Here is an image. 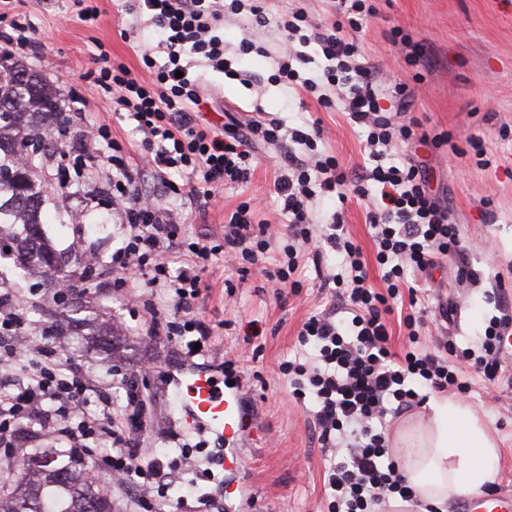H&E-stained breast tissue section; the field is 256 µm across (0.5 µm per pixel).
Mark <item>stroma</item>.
Segmentation results:
<instances>
[{
	"label": "stroma",
	"mask_w": 512,
	"mask_h": 512,
	"mask_svg": "<svg viewBox=\"0 0 512 512\" xmlns=\"http://www.w3.org/2000/svg\"><path fill=\"white\" fill-rule=\"evenodd\" d=\"M377 13L361 33L359 51L363 62L382 67L394 80L413 83L411 111L429 132L450 133L448 145L431 156L432 185L447 198L459 224L468 262L478 275L476 282L457 285L438 278L432 295L456 302L451 331L458 347L476 345L494 309L486 301L495 272H502L512 286V132L500 135L501 127L512 129V0H373ZM97 9L85 18V6ZM13 11L25 18L41 44L39 58L25 63L43 74L56 87L66 117L75 130L108 125L112 135L127 148L140 136L132 121L112 112L109 95L90 75L96 55L125 65L143 75L141 51L153 45V25L127 14L123 0H15ZM412 33L425 46L424 83H414V69L407 67L391 45L394 29ZM264 54H251L245 64L248 80H231L224 74L191 62L190 72L202 80L205 103L200 123L219 128L224 109L241 118H279L287 127L302 128L321 121L327 132L325 149L336 155L348 175L361 172L369 163L364 136L346 113L325 110L312 97L272 81L276 71L279 35L275 27L256 32ZM86 103L78 112V103ZM481 136L491 164L478 169L467 144L469 136ZM78 139L51 150L40 175L52 190L46 206L49 216L44 230L65 261V271L79 276L85 256L109 260L119 243V218L110 194L100 186L112 176L106 151L87 153V168L79 170L74 159ZM284 164L282 150L265 146L256 154V169L248 183L224 186L209 208L179 200L186 214L190 235L219 232L224 215L246 200L261 201L259 217L276 228L288 223L274 180ZM64 193H57V186ZM343 209L351 239L366 258H373L371 230L366 221L367 203L351 196L328 199L316 209L327 220ZM251 272L242 284L240 314L230 318L224 310V280L229 272L215 264L206 279L210 294L198 312L214 328L218 355L235 360L236 371L249 377L252 397L261 427L253 432L244 451L241 472L224 470L193 460L172 476L166 496L152 500V512H173L183 495V484L196 480L197 493L188 498L185 512H321L325 498L324 474L328 465L316 440L309 406L294 403L283 381L270 369L299 351L297 334L304 318L329 308L331 297L318 286L313 263H305L306 286L301 296L278 300L265 286V269ZM0 284L27 300L29 318L38 327L55 330L61 359L79 363L97 380L107 381L111 364H119L128 380L135 382L144 400L147 429L138 439L143 452L168 457L181 456V438L190 435L185 416L173 400V389L163 374L178 371L182 362L175 346L147 335L135 312L132 298L100 288L76 289L61 305L51 300L46 278L26 274L13 256L0 257ZM97 318L113 323L122 337L117 352L109 356L93 344L74 342L64 326L72 317ZM472 390L466 400L499 442L493 490L512 487V394L493 401L478 375H471ZM243 485L244 495L225 496V488Z\"/></svg>",
	"instance_id": "obj_1"
}]
</instances>
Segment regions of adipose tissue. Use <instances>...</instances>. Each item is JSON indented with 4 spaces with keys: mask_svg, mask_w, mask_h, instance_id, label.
<instances>
[{
    "mask_svg": "<svg viewBox=\"0 0 512 512\" xmlns=\"http://www.w3.org/2000/svg\"><path fill=\"white\" fill-rule=\"evenodd\" d=\"M427 422L400 430L394 440L399 466L416 500L394 498L397 512H410L413 503L448 512L452 499L482 490L494 478L497 445L486 427L461 401H430Z\"/></svg>",
    "mask_w": 512,
    "mask_h": 512,
    "instance_id": "ef3b65f1",
    "label": "adipose tissue"
}]
</instances>
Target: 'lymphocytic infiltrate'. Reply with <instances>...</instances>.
<instances>
[{"label":"lymphocytic infiltrate","instance_id":"lymphocytic-infiltrate-1","mask_svg":"<svg viewBox=\"0 0 512 512\" xmlns=\"http://www.w3.org/2000/svg\"><path fill=\"white\" fill-rule=\"evenodd\" d=\"M331 8L333 22L321 25L302 10L271 18L262 0H135L133 11L148 14L161 31L164 64H157L146 49L142 63L154 71V79L132 75L104 54L93 72L96 83L110 94L113 111L134 121L141 136L140 159L172 197L214 201L219 188L249 181L258 145L279 147L288 141L301 146V153H288L275 182L288 216L286 230L257 221L256 203L246 201L228 215L221 234L190 236L181 210L141 193L125 160L126 149L108 126L91 129L85 141L95 148L106 146L111 153L122 245L106 264L110 287L138 299L149 321L148 334L174 342L185 358L212 351L214 328L198 315L197 304L214 258L223 257L225 268L243 279L265 262L272 246H279L278 264L266 276L280 297L301 292L297 271L304 244L315 243L316 264L324 251L342 255L340 271L318 274L321 287L331 291L334 308L303 322L298 333L302 352L280 362L276 371L287 379L296 399L313 403L323 453L336 454L343 446L349 451L327 471L329 512H378L392 496H411L397 463L388 458L379 423L387 415L420 406L426 389L464 396L471 370L489 387H499L512 370V293L503 277H496L488 294L496 314L488 321L479 352L458 349L447 336L434 350L418 347L430 306L407 284V271L431 276L439 257L452 254L457 261L450 277L459 283L472 278L459 226L432 188L427 164L417 153L421 147L447 144V135L419 133V121L409 114L413 89L404 82L383 81L361 62L355 35L376 14L370 0H332ZM228 16L243 18L255 28L277 27L281 50L274 80L314 96L324 108L338 105L347 112L365 134L370 165L363 174L348 178L336 156L322 149L325 130L317 121L308 129L289 131L276 118H233L220 134L196 121L191 108L201 102L203 87L188 75L186 60L195 57L214 71L231 74L222 33ZM310 45L317 46L327 64L307 76L301 68L312 61L306 52ZM403 145L410 147V154L393 161ZM173 170L181 173L182 183L170 180ZM350 194L370 203L367 219L373 264L383 282L379 288L370 283V263L347 235L342 212H334L325 223L313 217L319 200H343ZM402 297L409 310L396 321L394 305ZM397 322L410 343L401 354L390 348ZM30 328L15 295L1 292L0 366L24 360L28 369L15 381L13 392H0V461L15 459L35 435L44 434L91 454L97 471L114 479L138 477L140 503L165 496L169 473L182 463L158 457L146 461L131 448L133 435L146 428L135 385L126 381L119 366H112V381L125 392L120 413H113L111 395L97 388L93 378L74 366H58L55 346L26 345ZM93 396L100 404L95 415L87 410Z\"/></svg>","mask_w":512,"mask_h":512}]
</instances>
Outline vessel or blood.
<instances>
[{"mask_svg":"<svg viewBox=\"0 0 512 512\" xmlns=\"http://www.w3.org/2000/svg\"><path fill=\"white\" fill-rule=\"evenodd\" d=\"M174 393L182 407L191 411L192 425L221 430L225 442L224 466L238 468L241 440L252 426L244 411L241 392L220 393L210 378L199 374L178 381ZM459 512H512V491L465 495L459 503Z\"/></svg>","mask_w":512,"mask_h":512,"instance_id":"1","label":"vessel or blood"}]
</instances>
